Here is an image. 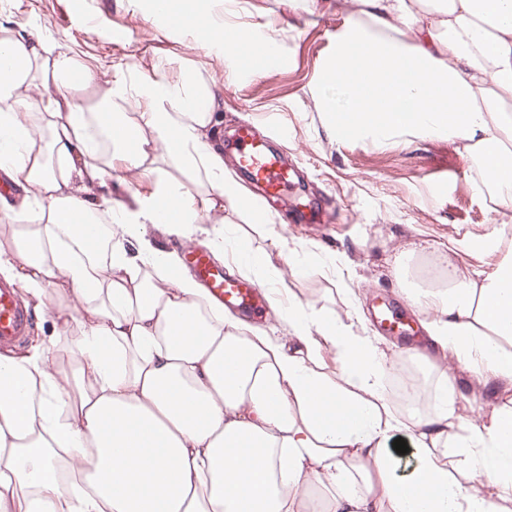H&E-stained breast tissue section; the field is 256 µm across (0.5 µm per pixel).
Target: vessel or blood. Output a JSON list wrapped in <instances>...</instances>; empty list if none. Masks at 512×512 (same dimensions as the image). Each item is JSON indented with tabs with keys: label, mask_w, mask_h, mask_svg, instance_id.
I'll return each mask as SVG.
<instances>
[{
	"label": "vessel or blood",
	"mask_w": 512,
	"mask_h": 512,
	"mask_svg": "<svg viewBox=\"0 0 512 512\" xmlns=\"http://www.w3.org/2000/svg\"><path fill=\"white\" fill-rule=\"evenodd\" d=\"M230 148L241 169L263 193L275 196L289 186V172L280 158L267 147L251 125H241L233 135ZM189 267L203 282L210 296L225 307L258 314V299L264 290L256 284L230 277L211 261L208 253L191 250L186 254ZM32 326L29 310L21 303L17 288L0 282V349H12L24 343Z\"/></svg>",
	"instance_id": "b4317fda"
}]
</instances>
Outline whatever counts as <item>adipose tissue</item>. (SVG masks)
<instances>
[{
  "label": "adipose tissue",
  "mask_w": 512,
  "mask_h": 512,
  "mask_svg": "<svg viewBox=\"0 0 512 512\" xmlns=\"http://www.w3.org/2000/svg\"><path fill=\"white\" fill-rule=\"evenodd\" d=\"M159 3L251 70L280 52L259 30ZM354 3L323 71L338 95L316 100L329 134L448 140L511 206L512 0ZM101 78L42 34L0 37V176L17 189L0 196V276L53 328L31 353H0V512H512V248L477 240L473 252H501L494 270L452 265L443 287L404 289L440 378L431 412L402 414L379 337L291 296L264 251L225 233L228 206L273 221L224 172L219 88L159 66L100 95ZM118 161L154 178L136 210L108 189ZM150 224L187 243L205 233L267 289L281 330L216 308ZM463 378L474 422L456 420Z\"/></svg>",
  "instance_id": "ef3b65f1"
}]
</instances>
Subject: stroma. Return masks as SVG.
Here are the masks:
<instances>
[{"label":"stroma","instance_id":"stroma-1","mask_svg":"<svg viewBox=\"0 0 512 512\" xmlns=\"http://www.w3.org/2000/svg\"><path fill=\"white\" fill-rule=\"evenodd\" d=\"M234 10L241 28H263L278 41L287 68L243 75L237 59L200 46L192 29L153 17L148 0H0V28L41 31L62 49L77 50L108 80L160 62L171 77L193 72L216 83L224 98L222 136L253 123L267 130L272 148L294 171L291 190L265 203L287 248L275 246L266 227L248 223L232 208L224 210V225L266 251L283 287L316 308L346 315L354 301L339 285L346 269L354 287L365 292L368 330L376 328L371 315L382 300L414 323L418 312L397 292L402 253L416 251L411 264L422 269L446 259L487 269L497 263L498 254L477 258L470 248L476 238L512 226V208L500 205L490 189H479V166L455 145L395 138L375 146L338 141L325 130L314 96L347 10L325 11L316 0H305L294 13L287 0H236ZM116 30L122 39L113 38ZM313 244L341 261V268L327 264L292 273L289 250L302 253Z\"/></svg>","mask_w":512,"mask_h":512}]
</instances>
